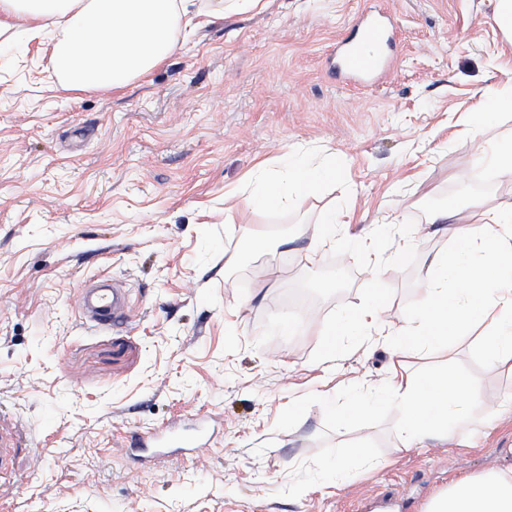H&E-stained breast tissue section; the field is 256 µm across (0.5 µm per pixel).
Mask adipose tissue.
Segmentation results:
<instances>
[{"instance_id":"1","label":"adipose tissue","mask_w":512,"mask_h":512,"mask_svg":"<svg viewBox=\"0 0 512 512\" xmlns=\"http://www.w3.org/2000/svg\"><path fill=\"white\" fill-rule=\"evenodd\" d=\"M201 14L197 0H0V50L13 48L15 27L23 25L28 38L49 37L52 66L63 88L110 90L128 85L183 46ZM336 175L335 159L317 163L286 152L280 169L257 176L241 202L255 211L287 209ZM430 221L455 223L453 243L432 257L421 307L411 315V327L394 339V352L436 349L485 321V356L512 372V210L485 211L483 223L472 224L462 210L439 209ZM384 311V294L373 288L360 312L342 329L331 326L326 333L380 329ZM480 395L473 379L445 368L394 382L393 401L402 415L400 447L448 440L467 423ZM426 512H512V472L461 479Z\"/></svg>"}]
</instances>
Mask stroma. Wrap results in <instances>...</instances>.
<instances>
[{
  "instance_id": "1",
  "label": "stroma",
  "mask_w": 512,
  "mask_h": 512,
  "mask_svg": "<svg viewBox=\"0 0 512 512\" xmlns=\"http://www.w3.org/2000/svg\"><path fill=\"white\" fill-rule=\"evenodd\" d=\"M369 9L391 16V72L357 87L332 58ZM493 9L261 0L201 18L114 91L62 88L45 40L0 54V425L16 448L0 512H425L458 478L512 470V415L484 401L512 403V373L485 358V325L419 356L343 336L330 360L323 334L375 277L387 332L404 325L452 242L434 210L478 224L512 207V174L480 161L512 137V111L476 124L481 101L512 88ZM285 151L335 157V182L285 211L225 209ZM465 169L486 186L460 185ZM332 207L353 242L309 254ZM102 277L127 292L123 324L81 315V289ZM310 291L306 318L295 305ZM443 363L481 389L469 426L398 448L393 374ZM199 416L222 426L200 454L150 468L127 455L131 437Z\"/></svg>"
}]
</instances>
